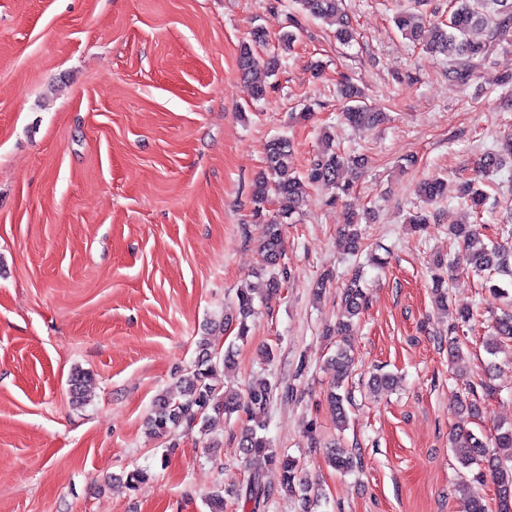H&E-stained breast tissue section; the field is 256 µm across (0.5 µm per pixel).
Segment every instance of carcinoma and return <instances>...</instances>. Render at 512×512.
I'll return each mask as SVG.
<instances>
[{
    "label": "carcinoma",
    "mask_w": 512,
    "mask_h": 512,
    "mask_svg": "<svg viewBox=\"0 0 512 512\" xmlns=\"http://www.w3.org/2000/svg\"><path fill=\"white\" fill-rule=\"evenodd\" d=\"M300 10L316 19H328L336 25L335 37L342 44L354 39V31L348 14L341 8L342 0H297ZM394 23L405 38L417 43L433 55H443L451 62L448 77L458 85H466L474 76L480 62L489 53L490 44L474 42L468 34L475 28L488 30L489 38L498 36L512 28V0H449V17L446 23L425 24L416 15L400 11L394 16ZM265 32L255 29L249 39L243 41L238 56V66L242 73L251 78L253 92L257 98L267 93L266 78L273 75L278 58L271 56L261 60L255 53V46L264 43ZM338 97L343 102L344 121L358 130H372L383 120L382 113L374 111L364 101L359 87L346 80L339 84ZM294 146L283 137L267 144L263 169L252 183L251 199L254 216H266V204L272 198L288 200L290 211L283 212L268 220L266 234L259 245L262 270L268 273L265 291L270 294L281 288L290 276L284 261L285 249L281 225L293 220V210L306 202L305 185L333 186L336 198L349 194L353 188L350 182L340 181V173L346 168L360 169L363 158L346 154L336 149L335 138L324 131L319 151L310 159L304 175L294 170ZM503 165L500 152L484 154L475 170V176L462 181L461 194L470 202L475 219H480L486 195L480 188L479 176L499 170ZM447 189L442 178H432L421 182L418 195L428 204L441 200ZM448 234L456 242L459 250L454 258L433 260V295L436 306L448 311V281L460 269L468 270L485 278L488 291L497 299L506 301V309L495 318L493 338L486 342L489 354L495 355L512 344V247L499 242L485 244L480 239L477 224H453ZM343 236L351 253L362 247L360 224L351 220L344 225ZM363 274L360 268L352 270L342 293V320L334 333L341 336L329 369L334 374L333 387L328 394L329 406L335 416L336 425L342 427L347 422L346 404L351 402L350 393H340L343 383L350 376L351 357L348 337L354 335L356 320L366 304ZM255 291L241 288L236 294L235 316L231 322L237 328L236 338L245 340L250 332L249 319L255 312ZM474 312L460 310L452 316L448 324V347L458 352L464 345L460 333L471 327ZM200 353L194 368L179 379L177 395H161L147 416L146 427L151 434L162 438L182 425L198 428L202 435L209 434L220 418L230 419L248 416L251 424L243 427L239 435V448L249 459H263L277 467L282 476V488L292 496L300 498L305 508L319 504L318 496L311 493V487L299 477L296 460L272 448L266 436L267 424L256 419V415L268 409L273 399L274 384L259 380L249 384L244 390L225 389L214 382L218 368L229 369L235 365V351L228 346L219 352L203 340L199 343ZM482 390L492 396L497 388L492 384L491 370L484 372L478 382H467L463 389L464 398H469ZM449 445L454 448L461 467L472 470L478 467L473 478L463 481L465 512H486V504L477 490V485L489 476L496 488L497 512H512V424L497 426L495 433L484 440L468 430L455 429L449 435ZM329 463L338 471L351 472L361 466L358 453L345 448H332L328 452ZM272 489L262 483L260 474L255 472L245 487L236 491L237 497L253 503L257 508L268 500Z\"/></svg>",
    "instance_id": "carcinoma-1"
}]
</instances>
